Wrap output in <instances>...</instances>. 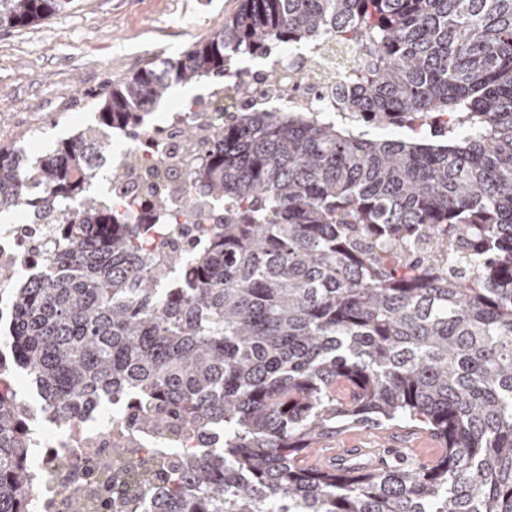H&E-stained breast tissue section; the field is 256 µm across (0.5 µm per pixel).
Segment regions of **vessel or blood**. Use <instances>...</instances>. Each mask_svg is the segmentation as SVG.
I'll use <instances>...</instances> for the list:
<instances>
[{"mask_svg":"<svg viewBox=\"0 0 512 512\" xmlns=\"http://www.w3.org/2000/svg\"><path fill=\"white\" fill-rule=\"evenodd\" d=\"M376 444L365 448L355 444H320L310 450L305 462L309 467L327 469L342 467L351 463H366L373 467L403 466L410 463H421L426 459L428 445L425 439L419 438L411 447H395L391 432L379 431L375 434Z\"/></svg>","mask_w":512,"mask_h":512,"instance_id":"b4317fda","label":"vessel or blood"}]
</instances>
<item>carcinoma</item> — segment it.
I'll return each mask as SVG.
<instances>
[{
    "mask_svg": "<svg viewBox=\"0 0 512 512\" xmlns=\"http://www.w3.org/2000/svg\"><path fill=\"white\" fill-rule=\"evenodd\" d=\"M67 5L0 0V28ZM311 42L350 56L332 103L212 126L186 204L216 213L192 271L149 255L151 225L103 199L112 135L152 122L175 85L222 87L242 59ZM97 112L45 155L0 148V214L77 208L49 269L10 294L13 366L58 425L128 398L145 431L217 433L153 471L118 449L153 512H512V0H244ZM367 113L402 136L373 138ZM22 419L1 393L0 512L30 507ZM393 422L439 453L303 464L329 436Z\"/></svg>",
    "mask_w": 512,
    "mask_h": 512,
    "instance_id": "1",
    "label": "carcinoma"
}]
</instances>
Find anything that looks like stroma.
Wrapping results in <instances>:
<instances>
[{
    "instance_id": "1",
    "label": "stroma",
    "mask_w": 512,
    "mask_h": 512,
    "mask_svg": "<svg viewBox=\"0 0 512 512\" xmlns=\"http://www.w3.org/2000/svg\"><path fill=\"white\" fill-rule=\"evenodd\" d=\"M241 0H72L0 29V144L40 156L83 125L112 86L217 31Z\"/></svg>"
}]
</instances>
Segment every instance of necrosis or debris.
Listing matches in <instances>:
<instances>
[{
    "label": "necrosis or debris",
    "instance_id": "1",
    "mask_svg": "<svg viewBox=\"0 0 512 512\" xmlns=\"http://www.w3.org/2000/svg\"><path fill=\"white\" fill-rule=\"evenodd\" d=\"M313 45L298 44L275 55L244 62L241 80L251 89L244 96L235 86L217 91L223 100V113L190 112L179 106L168 112L163 124H146L137 129L130 140L112 151V166L126 174L124 188L128 208L126 219L132 224L163 220L164 233L155 234V241L182 235L180 251L190 259L194 248L205 237L209 220L204 216H189L180 198L171 199L164 217H156L154 203L166 189L167 181L176 182L183 193L194 190L195 163L209 149L206 138H198L194 150H187L182 135L185 124L205 128L218 118H231L245 109H260L277 105L278 97L265 82L267 70L289 71L294 81L290 102L294 108L317 107L329 99V84L301 70L299 61L308 58ZM70 214L58 212L56 224H26L14 220L0 225V264L11 265L18 274L34 275L48 268L57 243V224L68 223ZM25 428L34 447L30 465L35 494L30 512H70L68 493L78 485L93 486L99 461L114 459L116 444L144 451L145 464H152L153 450L171 446L188 454L201 450L202 438L182 436L174 441L138 429L134 424L135 406L115 409L102 416L92 412L79 415L67 429L58 427L45 411L40 396L28 392L22 398Z\"/></svg>",
    "mask_w": 512,
    "mask_h": 512
}]
</instances>
